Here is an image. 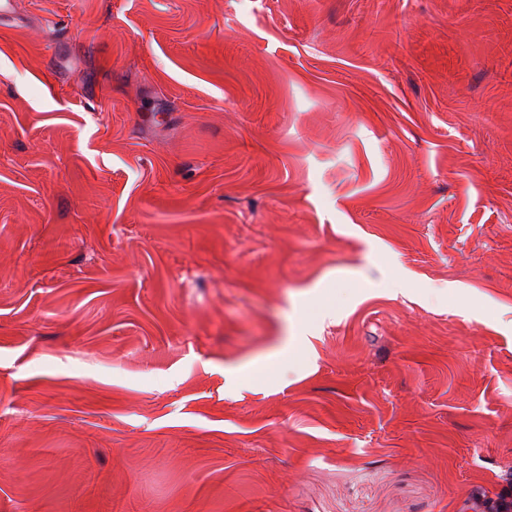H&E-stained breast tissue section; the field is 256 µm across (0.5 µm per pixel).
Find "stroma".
<instances>
[{
  "mask_svg": "<svg viewBox=\"0 0 512 512\" xmlns=\"http://www.w3.org/2000/svg\"><path fill=\"white\" fill-rule=\"evenodd\" d=\"M511 469L512 0H13L0 512H481ZM301 353L300 343L294 340L289 343L287 341L283 348L270 354L259 363L250 366L246 370V375L255 381L277 376L287 364L294 363Z\"/></svg>",
  "mask_w": 512,
  "mask_h": 512,
  "instance_id": "stroma-1",
  "label": "stroma"
}]
</instances>
